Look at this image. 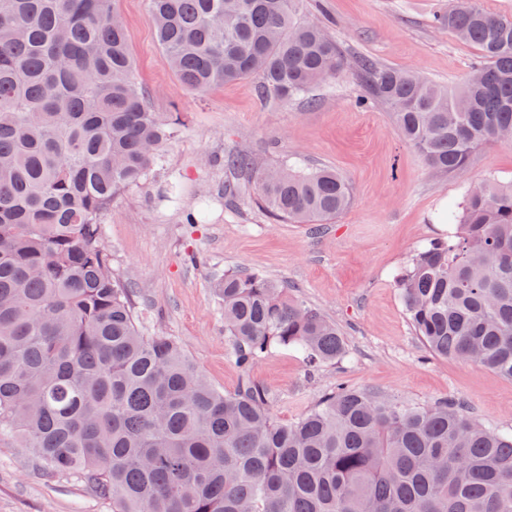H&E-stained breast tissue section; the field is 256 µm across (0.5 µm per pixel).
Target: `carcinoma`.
Returning <instances> with one entry per match:
<instances>
[{
	"instance_id": "carcinoma-1",
	"label": "carcinoma",
	"mask_w": 512,
	"mask_h": 512,
	"mask_svg": "<svg viewBox=\"0 0 512 512\" xmlns=\"http://www.w3.org/2000/svg\"><path fill=\"white\" fill-rule=\"evenodd\" d=\"M112 0H0V440L76 475L112 512H512V433L456 401L422 406L341 386L290 423L245 378L213 386L177 340L145 335L112 272L99 216L142 183L171 138L133 75ZM149 19L191 91L259 76L281 101L343 72V51L297 0H150ZM434 26L479 51L448 89L355 62L366 98L434 171L512 142V17L457 0ZM252 169L244 151L224 157ZM262 207L325 224L352 203L330 168H261ZM455 231L397 276L427 349L512 380V183L467 189ZM224 335L249 370L276 349L317 369L346 356L320 310L256 273L214 282Z\"/></svg>"
}]
</instances>
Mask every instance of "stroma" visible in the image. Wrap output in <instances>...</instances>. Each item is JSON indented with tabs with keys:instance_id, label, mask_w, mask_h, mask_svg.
<instances>
[{
	"instance_id": "1",
	"label": "stroma",
	"mask_w": 512,
	"mask_h": 512,
	"mask_svg": "<svg viewBox=\"0 0 512 512\" xmlns=\"http://www.w3.org/2000/svg\"><path fill=\"white\" fill-rule=\"evenodd\" d=\"M456 0H300L298 15L322 22L349 65L309 100L282 102L259 77L185 89L158 45L149 0H114L130 34L134 76L153 111L177 113L174 133L142 184L102 214V241L131 288L140 325L174 337L210 382L234 391L243 375L224 336L215 278L245 270L287 283L290 297L322 310L343 332L342 360L310 372L291 349L260 358L251 377L275 397L277 421L309 410L326 390L377 389L430 405L463 402L493 429L512 431V380L431 354L416 335L396 277L426 241L446 237L439 215L470 185L512 179V143L477 151L466 171L443 176L400 137L385 105L360 107L353 63L420 72L457 88L480 61L471 45L435 28ZM247 150L268 166H326L351 184V207L328 224H289L256 203L248 171L225 167ZM206 210L205 220L187 223ZM0 512H112L74 477H51L28 449L0 441Z\"/></svg>"
}]
</instances>
